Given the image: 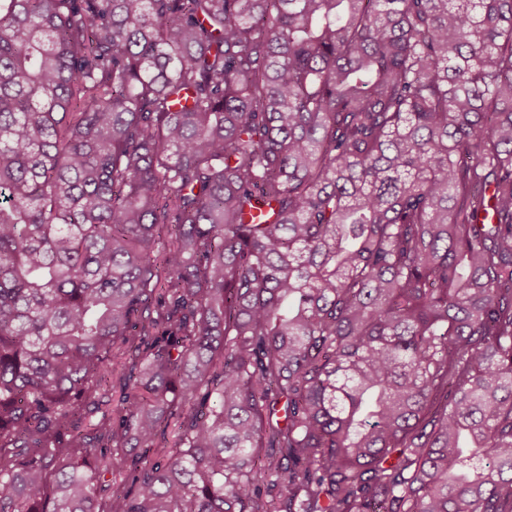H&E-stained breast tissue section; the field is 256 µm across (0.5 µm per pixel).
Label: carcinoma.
I'll use <instances>...</instances> for the list:
<instances>
[{
    "instance_id": "1",
    "label": "carcinoma",
    "mask_w": 512,
    "mask_h": 512,
    "mask_svg": "<svg viewBox=\"0 0 512 512\" xmlns=\"http://www.w3.org/2000/svg\"><path fill=\"white\" fill-rule=\"evenodd\" d=\"M0 512H512V0H0Z\"/></svg>"
}]
</instances>
